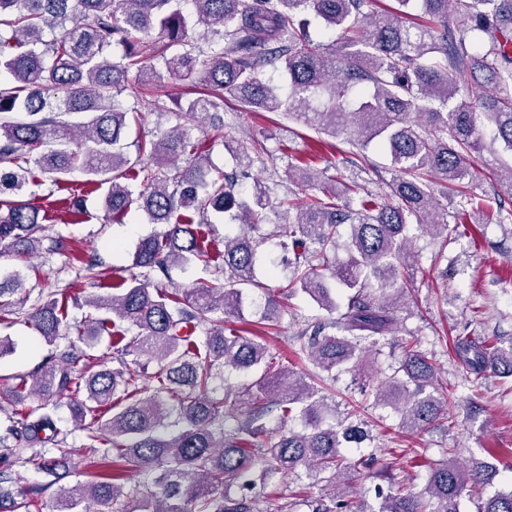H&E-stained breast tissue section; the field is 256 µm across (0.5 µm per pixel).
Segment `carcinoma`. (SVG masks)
Wrapping results in <instances>:
<instances>
[{"label":"carcinoma","mask_w":512,"mask_h":512,"mask_svg":"<svg viewBox=\"0 0 512 512\" xmlns=\"http://www.w3.org/2000/svg\"><path fill=\"white\" fill-rule=\"evenodd\" d=\"M396 2L378 15L372 0H0V245L19 259L42 245L46 217L28 199L31 187L51 197L74 173L103 193L113 220L135 207L148 223L167 225L138 241L116 293L84 300L94 313L77 336L63 325L64 289L26 315L56 350L0 392L10 422L0 435L3 512L38 506L40 488H5L18 471L68 477L76 430L103 473L60 487L52 512H261L248 491L276 474L323 484L321 497L302 500L307 512H347L339 479L374 457L344 450L371 447L372 412L392 410L408 435L449 420L436 360L417 346L403 347L394 374L371 385L363 377L396 329L395 301L415 300L405 276L411 221L456 232L440 220L430 176L451 184L469 175L484 126L512 152V0ZM410 8L425 21L408 22ZM313 18L339 41L312 39ZM115 47L124 50L118 61ZM269 67L286 88L265 80ZM133 71L141 86L175 79L195 92L177 106L174 126L135 144L134 159L127 118L166 105L132 91L133 104L121 107ZM226 98L344 136L360 159L376 143L394 170L388 198L361 194L355 180L312 197L276 225L278 246L294 261L263 267L271 236L262 228L284 214L287 199L256 183L236 200L237 172L254 159L247 146L224 143ZM210 129L230 153L229 172L203 154ZM129 164L138 167L137 191L119 181ZM234 207L244 231L224 234L221 275L190 292L164 287L158 277L169 278L172 266L213 261L204 226ZM341 247L345 262L331 263ZM72 261L75 279L97 283L95 257ZM261 268L334 315L294 342L309 372L284 365L260 333L226 326L242 315L245 287ZM28 296L20 271L0 277V325ZM104 335L109 346L96 355ZM455 353L469 376L512 377V344L463 335ZM151 365L155 384H143ZM227 372L254 379L235 388ZM338 373L351 375L361 399L341 404L327 392L325 380ZM31 397L40 404L27 410ZM63 398L71 429L58 416ZM130 470L133 506L121 484ZM488 481L482 462L436 461L419 492L394 482L387 494L377 489L379 512H460L470 488ZM479 512H512V490L489 495Z\"/></svg>","instance_id":"obj_1"}]
</instances>
